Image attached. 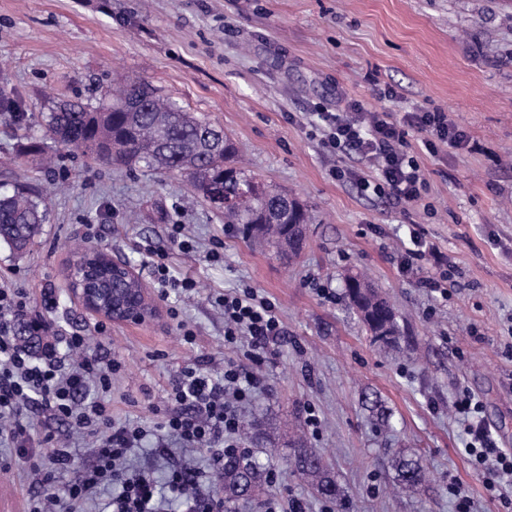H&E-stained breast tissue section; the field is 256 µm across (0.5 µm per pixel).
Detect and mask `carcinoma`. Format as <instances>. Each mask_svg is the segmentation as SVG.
<instances>
[{
    "label": "carcinoma",
    "mask_w": 512,
    "mask_h": 512,
    "mask_svg": "<svg viewBox=\"0 0 512 512\" xmlns=\"http://www.w3.org/2000/svg\"><path fill=\"white\" fill-rule=\"evenodd\" d=\"M25 103L0 86V118L13 121L25 115ZM46 133L54 146L79 151L98 160L119 162L178 177H187L194 191L224 210V223L238 226L284 258L296 256L306 236L290 229L309 224L312 216L298 199L260 182L241 165L235 142L209 120L186 111L145 80L125 79L102 91L96 104L51 102L45 115ZM47 219L43 199L24 188L0 196V247L22 255ZM345 297L374 337L396 342L399 323L394 308L362 275L345 277ZM321 497L344 506L343 494L320 453L302 447L290 460ZM394 488L412 492L422 482L418 461L405 456L392 460ZM259 463L247 451L224 460L217 490L224 512L261 490Z\"/></svg>",
    "instance_id": "1"
}]
</instances>
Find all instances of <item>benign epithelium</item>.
I'll return each instance as SVG.
<instances>
[{
	"mask_svg": "<svg viewBox=\"0 0 512 512\" xmlns=\"http://www.w3.org/2000/svg\"><path fill=\"white\" fill-rule=\"evenodd\" d=\"M68 291L90 315L111 323L147 326L161 312L135 264L109 251L91 249L74 259Z\"/></svg>",
	"mask_w": 512,
	"mask_h": 512,
	"instance_id": "obj_1",
	"label": "benign epithelium"
}]
</instances>
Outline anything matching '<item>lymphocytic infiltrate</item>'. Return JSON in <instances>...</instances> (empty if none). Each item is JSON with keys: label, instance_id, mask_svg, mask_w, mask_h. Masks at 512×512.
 <instances>
[{"label": "lymphocytic infiltrate", "instance_id": "obj_1", "mask_svg": "<svg viewBox=\"0 0 512 512\" xmlns=\"http://www.w3.org/2000/svg\"><path fill=\"white\" fill-rule=\"evenodd\" d=\"M316 124L323 148L349 159L334 177L353 180L397 205L422 202L428 187L425 172L408 151L410 131L423 133L430 151L439 144L461 150L469 142L467 132L438 108L370 112L354 101L317 112ZM215 302L224 314V343H247L245 362H228L214 372L207 359H195L170 382L171 407L159 413L148 431L112 416V383L123 373V361L99 357L79 334L60 337L46 344L42 355H33L17 343L15 327L42 325L46 319L24 289L0 284V440L15 443L17 458L27 460L35 474L29 512H96V491L102 485L111 491L103 512H164L155 480L123 469L128 454L150 436L174 437L183 447L207 453L213 473L223 471L225 456L238 451L241 408L267 388L259 369L262 354L283 336L284 326L275 303L254 289L227 290ZM36 406L96 446L93 463L61 496L52 488L71 469L72 450L52 436L34 437L28 414ZM453 406L467 436L465 451L485 488L494 492L512 483V452L498 448L479 417L480 401L462 391ZM201 476L188 465L170 470L166 486L171 501L182 512H224L223 499Z\"/></svg>", "mask_w": 512, "mask_h": 512}]
</instances>
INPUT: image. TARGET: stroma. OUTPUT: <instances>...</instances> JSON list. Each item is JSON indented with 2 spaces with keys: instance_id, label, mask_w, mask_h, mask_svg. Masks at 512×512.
<instances>
[{
  "instance_id": "35a3bbf8",
  "label": "stroma",
  "mask_w": 512,
  "mask_h": 512,
  "mask_svg": "<svg viewBox=\"0 0 512 512\" xmlns=\"http://www.w3.org/2000/svg\"><path fill=\"white\" fill-rule=\"evenodd\" d=\"M1 62L27 112L21 123L0 122V161L45 140V92L90 102L98 87L143 78L223 127L260 181L315 214L288 262L229 228L185 179L65 149L49 170L0 164V194L24 186L48 205L29 252L16 258L0 248V277L37 302L52 291L53 334L88 336L92 350L123 359L112 385L116 420L152 424L149 405H164L170 381L195 356L242 359L243 348L225 346L224 316L210 296L250 287L277 304L285 328L264 353L271 390L243 413L264 421L265 437L249 448L278 478L237 512H262L270 498L323 512L325 499L288 464L296 438L327 458L352 512H454V481L475 512H503L463 452L451 405L459 391L475 394L486 426L512 451V0H0ZM387 86L397 98L376 95ZM341 97L376 112L439 108L467 131L468 150L442 144L434 155L422 134L408 135L431 211L330 177L345 160L323 149L312 113ZM173 224L184 225L193 252L170 240ZM413 230L451 260L447 297L419 288L434 273L429 262L401 271ZM218 243L221 259L208 261ZM79 246L124 253L148 282L150 251L167 252L200 290L178 298L180 320L97 335L95 317L67 291ZM350 271L365 273L395 308L399 348L377 343L346 306ZM183 322L195 345L182 341ZM311 411L321 420L315 432ZM32 416L42 432L69 440L75 479L93 460L90 441L41 409ZM397 455L420 459L419 493L392 492ZM182 460L209 467L208 455L174 445L130 463L161 482ZM29 483L26 466L0 471V512H27Z\"/></svg>"
}]
</instances>
